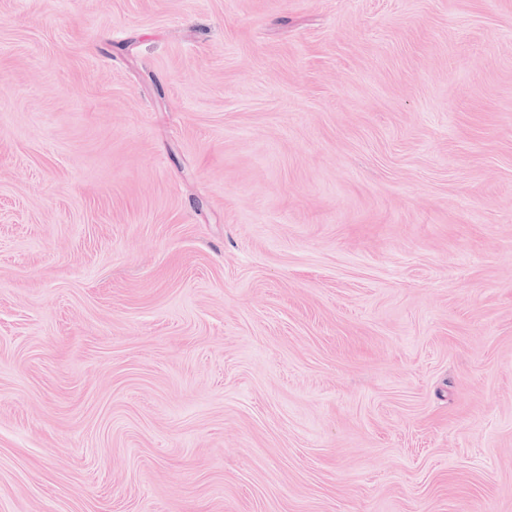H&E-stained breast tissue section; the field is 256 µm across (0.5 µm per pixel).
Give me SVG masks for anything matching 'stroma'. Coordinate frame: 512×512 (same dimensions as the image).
Here are the masks:
<instances>
[{
	"instance_id": "obj_1",
	"label": "stroma",
	"mask_w": 512,
	"mask_h": 512,
	"mask_svg": "<svg viewBox=\"0 0 512 512\" xmlns=\"http://www.w3.org/2000/svg\"><path fill=\"white\" fill-rule=\"evenodd\" d=\"M0 512H512V0H0Z\"/></svg>"
}]
</instances>
